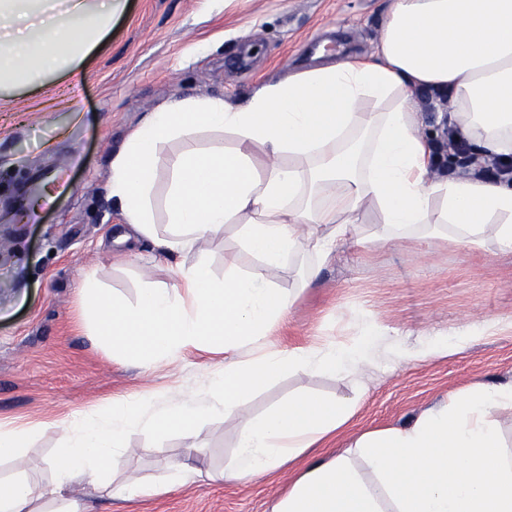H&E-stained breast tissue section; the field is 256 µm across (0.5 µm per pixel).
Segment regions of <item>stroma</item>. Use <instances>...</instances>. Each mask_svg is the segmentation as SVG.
<instances>
[{"label":"stroma","instance_id":"obj_1","mask_svg":"<svg viewBox=\"0 0 512 512\" xmlns=\"http://www.w3.org/2000/svg\"><path fill=\"white\" fill-rule=\"evenodd\" d=\"M103 48L78 76L46 79L37 90L0 91V426L33 433L21 459L0 461V478L27 473L34 487L51 479L45 465L57 422L92 416L127 395L205 397L224 367L215 348L187 347L149 367L113 353L90 335L81 296L86 274L132 305L144 285L170 286L173 263L150 245H115L122 218L107 188L113 152L148 113L185 97L243 100L262 83L313 65L309 43L326 63L370 53L384 21L383 0H123ZM85 118L71 119L72 104ZM241 269L235 225L211 241L205 259L224 277L225 254ZM375 323L388 342L411 348L435 335L492 321L502 332L475 338L459 354L425 364L400 358L363 369L355 431L410 424L449 392L477 382L512 381V251L461 249L443 240L398 247H340L297 299L273 336L281 348L349 339L342 313ZM299 390L347 395L348 382L288 371L245 396L237 421L207 418L196 438L203 477L170 484L131 502L74 483L89 512H272L294 476L285 469L243 484L215 480L237 443L238 421L264 413ZM126 480L169 482L168 459L183 455L178 431L127 437Z\"/></svg>","mask_w":512,"mask_h":512}]
</instances>
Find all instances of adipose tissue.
Here are the masks:
<instances>
[{
	"label": "adipose tissue",
	"instance_id": "ef3b65f1",
	"mask_svg": "<svg viewBox=\"0 0 512 512\" xmlns=\"http://www.w3.org/2000/svg\"><path fill=\"white\" fill-rule=\"evenodd\" d=\"M121 0H0V89H37L48 74L76 72L101 48ZM448 97V122L475 159L512 155V0H387L374 53L309 67L263 84L242 103L221 97L178 99L152 113L113 155L109 190L124 224L116 240L151 242L180 256L237 228L257 262L240 270L224 259L215 280L206 261L179 269L167 288H141L135 305L88 283L82 305L95 335L143 366L178 358L190 345L224 353L208 400L181 392L113 401L104 413L59 422L34 492L27 477L0 482V512H85L69 496L84 481L121 500L161 493L146 481L116 482L127 435L150 428L181 432L187 448L168 462L172 481L201 474V419L232 420L240 400L286 371L354 379L377 360L427 363L461 352L494 324L402 349L381 343L375 326L356 339L291 350L271 340L294 302L272 276L307 256L302 283L336 249L388 246L442 237L466 249L512 250V183L469 176L435 178L431 147L417 130L416 91ZM230 146L200 149L202 133ZM179 143L175 153L166 144ZM266 163L256 167L254 152ZM168 174L167 235L156 228L154 187ZM372 231H363L367 219ZM353 397L305 394L241 423L219 478L246 483L286 465L298 469L273 512H512V447L499 418L512 415V382L450 393L402 428L348 434ZM345 436L343 447L326 441Z\"/></svg>",
	"mask_w": 512,
	"mask_h": 512
}]
</instances>
